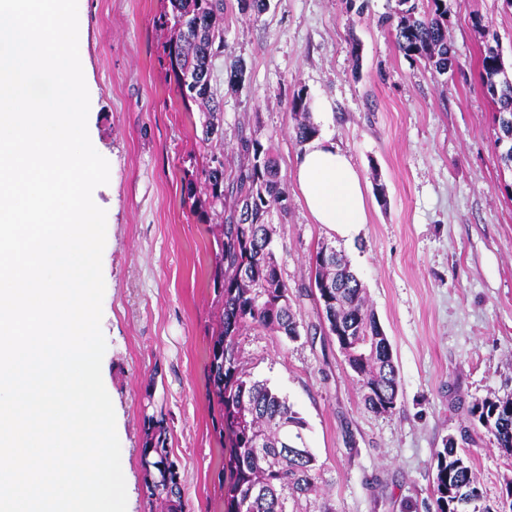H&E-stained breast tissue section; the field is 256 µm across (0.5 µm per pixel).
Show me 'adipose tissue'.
<instances>
[{"mask_svg":"<svg viewBox=\"0 0 512 512\" xmlns=\"http://www.w3.org/2000/svg\"><path fill=\"white\" fill-rule=\"evenodd\" d=\"M293 177L314 223L354 239L367 222L361 176L349 156L329 138L306 142L296 158Z\"/></svg>","mask_w":512,"mask_h":512,"instance_id":"obj_1","label":"adipose tissue"}]
</instances>
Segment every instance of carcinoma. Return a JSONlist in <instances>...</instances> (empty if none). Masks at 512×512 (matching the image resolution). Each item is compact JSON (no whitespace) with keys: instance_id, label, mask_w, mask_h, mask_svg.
<instances>
[{"instance_id":"1","label":"carcinoma","mask_w":512,"mask_h":512,"mask_svg":"<svg viewBox=\"0 0 512 512\" xmlns=\"http://www.w3.org/2000/svg\"><path fill=\"white\" fill-rule=\"evenodd\" d=\"M165 22L175 32L168 46L170 65L183 101L205 108L204 140L223 138L219 101L211 85L213 60L224 53V0H168ZM423 17L416 6L381 18L394 32L397 48L438 72L454 69L457 59L448 44L445 0H429ZM487 92L498 99L500 136L505 146L500 161L512 168V79L505 74L499 51L488 46L481 56ZM293 132L299 143L317 133L308 120V104L297 96L291 105ZM240 161L234 174L224 176V161L213 155L202 170L205 199L188 187L193 205L219 218V267L216 282L224 297L215 336L209 349V394L220 416L219 437L230 441V482L224 491L225 512H337L322 492L324 470L305 444V422L264 380L254 378L238 352L237 339L254 327L284 336L301 337L303 323L293 304H281L290 288L283 279L274 251V225L267 222L272 206L288 211L287 196L270 148L258 139L238 134ZM314 282L332 280L334 303L320 301L331 334L350 336L347 363L354 373L366 409L387 413L399 398V380L391 345L375 313L366 303L364 288L341 252L330 259L318 248ZM494 444L512 455V397L488 399L469 410ZM141 463L152 475L151 488L161 497L164 512H182L176 463L167 450L166 420L145 416ZM437 512H491L482 505L477 477L458 454L455 441H446L436 454Z\"/></svg>"}]
</instances>
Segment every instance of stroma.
Masks as SVG:
<instances>
[{
  "label": "stroma",
  "instance_id": "stroma-1",
  "mask_svg": "<svg viewBox=\"0 0 512 512\" xmlns=\"http://www.w3.org/2000/svg\"><path fill=\"white\" fill-rule=\"evenodd\" d=\"M212 86L224 139H203L198 106L170 67L168 0H78L88 132L109 163L93 192L107 213L102 255V379L121 445L127 512H160L140 461L144 418L163 409L182 512H224L229 452L215 430L208 348L222 303L217 228L186 198L210 155L239 161L238 134L270 147L288 193L272 212L275 253L308 333L244 331L249 371L285 395L339 512H436V453L464 448L492 503L512 489V456L471 425L469 408L512 396V169L495 145L500 105L480 56L497 48L512 78V0H447L458 68L439 74L400 52L380 16L398 0H269L262 16L225 0ZM360 55L352 57V42ZM243 84L229 80L234 61ZM306 99L318 134L348 154L367 189L354 241L312 223L291 176L302 146L289 117ZM342 251L361 280L398 369L396 408L365 409L311 293V258Z\"/></svg>",
  "mask_w": 512,
  "mask_h": 512
}]
</instances>
